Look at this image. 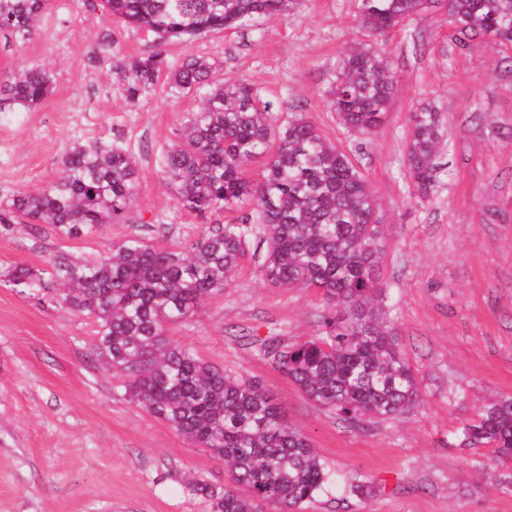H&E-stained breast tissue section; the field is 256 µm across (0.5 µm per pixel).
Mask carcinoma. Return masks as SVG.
<instances>
[{
  "label": "carcinoma",
  "instance_id": "1",
  "mask_svg": "<svg viewBox=\"0 0 512 512\" xmlns=\"http://www.w3.org/2000/svg\"><path fill=\"white\" fill-rule=\"evenodd\" d=\"M362 27L383 36L413 16L443 8L456 43L476 39L512 46V0H358ZM294 0H105L112 16L147 29L162 41L190 42L216 30L245 28L260 16L287 13ZM48 0H0V31L26 41ZM116 85L136 104L163 71L187 93L209 85L213 65L190 56L174 69L162 51L114 65ZM329 103L347 129L370 135L384 123L398 80L385 53L352 45L328 79ZM44 66H22L0 81V99L28 106L51 92ZM440 113L420 103L408 118L406 165L419 199L438 182ZM276 146L258 183L243 178L252 159ZM178 204L209 219L252 200L266 252L262 277L283 288H320L329 303L315 336L268 346L276 367L311 401L349 426L365 418L396 419L420 404L411 364L379 301L383 256L370 183L350 158L299 114L281 126L242 82L214 85L181 123L161 158ZM140 171L128 151L75 143L61 175L44 188L19 190L0 204V224H48L76 237L103 224L124 223ZM249 218L218 221L179 250L131 234L89 261L61 258L44 276L28 267L0 273V282L40 296L96 324L94 352L123 378L124 394L195 444L224 459L232 481L217 486L193 475L186 487L211 503V512H299L334 482L308 437L290 424L265 387L227 374L191 348L166 337L167 326L192 315L233 284L244 256ZM459 444H490L512 460V397L487 404L462 424ZM247 494L238 491V487Z\"/></svg>",
  "mask_w": 512,
  "mask_h": 512
}]
</instances>
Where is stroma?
<instances>
[{"label": "stroma", "instance_id": "35a3bbf8", "mask_svg": "<svg viewBox=\"0 0 512 512\" xmlns=\"http://www.w3.org/2000/svg\"><path fill=\"white\" fill-rule=\"evenodd\" d=\"M357 5L295 0L287 14L244 29L162 44L99 2L49 0L29 41L0 33V78L24 65L54 73L39 106L0 105V201L57 179L75 142L125 149L140 170L127 223L74 238L45 224L0 228V271L42 270L62 254L93 259L132 233L175 250L195 241L203 220L177 204L159 162L199 96L163 76L129 105L113 59L160 50L174 67L190 55L215 62L214 81L251 85L278 121L312 118L370 182L384 226L380 288L422 402L405 417L351 428L273 366L263 342L308 340L327 304L320 289L262 278L257 231L245 239L232 288L171 326L170 339L260 381L336 471L341 488L306 512H512V492L500 486L512 462L456 440L485 404L512 396V72L503 62L512 47H456L442 11L374 38ZM107 33L114 47L102 46ZM355 42L383 50L398 79L384 124L369 136L339 124L329 105L328 79ZM423 100L444 125L443 176L425 202L405 163L408 117ZM94 330L85 316L0 287V512H210L184 478L230 484L223 459L131 402L94 354ZM362 482L371 496L350 493Z\"/></svg>", "mask_w": 512, "mask_h": 512}]
</instances>
